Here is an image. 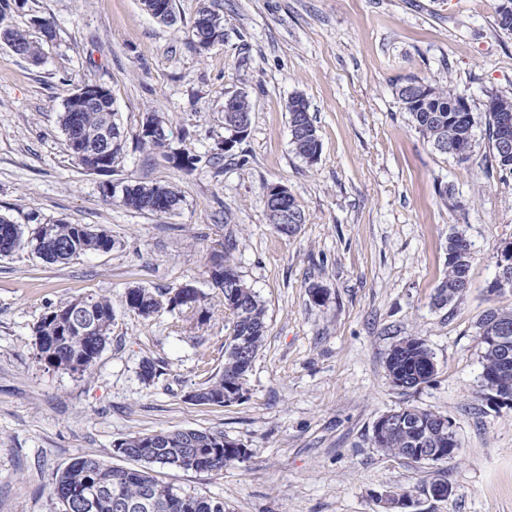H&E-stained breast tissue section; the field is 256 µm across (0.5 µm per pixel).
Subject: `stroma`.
<instances>
[{
  "label": "stroma",
  "mask_w": 512,
  "mask_h": 512,
  "mask_svg": "<svg viewBox=\"0 0 512 512\" xmlns=\"http://www.w3.org/2000/svg\"><path fill=\"white\" fill-rule=\"evenodd\" d=\"M500 0H214L224 41L200 51L199 0H175L166 26L141 0H10L7 20L41 45L39 62L0 43V216L31 235L64 221L101 228L115 246L50 264L28 246L0 256V512H60L56 472L86 453L130 468L115 444L183 428L223 433L248 452L223 472L158 466L163 484L223 500L225 512H383L378 497L409 493L408 512H512V407L481 393L478 324L512 293L491 292L512 243V173L492 159L481 115L491 94L512 97V35ZM53 23L52 38L35 25ZM449 83L479 122L467 161L440 154L395 95L407 79ZM85 83L112 90L126 133L110 176L79 166L58 124ZM253 101L244 137L224 151V100ZM302 96L321 143L297 156L287 110ZM159 116L166 151L137 141ZM196 159L192 171L172 154ZM174 185L178 208L159 216L107 202L103 180ZM288 188L305 213L291 236L270 224L264 188ZM471 244L470 286L435 301L448 236ZM232 261L266 309V335L240 399L190 395L224 368L231 331L210 267ZM193 284L210 319L184 331L178 312L145 319L127 288ZM325 290L315 302L311 290ZM112 299L111 339L90 373L49 367L33 330L73 299ZM426 340L429 382L392 384L386 358ZM162 373L140 376L143 361ZM404 406L447 416L461 444L452 461L415 462L375 448L373 426ZM447 481L438 500L431 485Z\"/></svg>",
  "instance_id": "1"
}]
</instances>
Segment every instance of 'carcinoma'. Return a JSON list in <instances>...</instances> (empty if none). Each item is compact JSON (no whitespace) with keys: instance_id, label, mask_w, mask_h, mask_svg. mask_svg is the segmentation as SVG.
Wrapping results in <instances>:
<instances>
[{"instance_id":"carcinoma-1","label":"carcinoma","mask_w":512,"mask_h":512,"mask_svg":"<svg viewBox=\"0 0 512 512\" xmlns=\"http://www.w3.org/2000/svg\"><path fill=\"white\" fill-rule=\"evenodd\" d=\"M8 8L7 0H0V38L15 46L22 58L38 61L40 48L37 43L31 41L25 32L3 24ZM192 36L197 47L204 51L224 41V23L212 0H199ZM414 83V94H405L399 86L396 96L401 108L409 113L416 130L439 152L460 161L467 160L473 147L476 123L468 112L449 111L463 96L450 85H432L418 79ZM489 98L495 100L493 107L485 110L493 158L501 169L512 171V153H506L499 147L503 137L512 138V126L504 127L501 120L504 115H512V98L497 94H491ZM252 109L249 94H238L232 119L247 122ZM288 112L295 153L305 160H316L320 142L307 102L302 97L297 102L289 101ZM147 118L159 124V129L138 134V141L153 150L166 148L167 135L162 121L153 114ZM59 124L69 142L79 139L97 143L103 139V134L108 133L111 135L108 143L111 158L118 157L123 150L125 131L115 120L110 98L82 112H72L69 104H64ZM110 186V181L101 185L104 200H116L134 211L165 215L177 209L181 202L175 188L166 184H127L115 193L109 192ZM288 208L298 214L297 223L277 224L275 228L291 236L305 222V215L291 194L288 195ZM24 242L48 263H67L87 253L108 252L115 245L112 237L102 229L62 221L42 225L36 235L25 240L19 225L0 217V255L10 254ZM469 249L471 244L465 237L457 233L448 236L447 272L437 295L440 302H450L469 288ZM230 250V246H225L224 260L215 264L214 270L222 276V281L215 287L221 290L224 312L232 317L231 333L225 344L223 371L196 390L201 404H222L224 398L230 399L242 391L241 380L252 368L266 332L264 307L235 270ZM203 299L204 295L191 284L172 294L133 287L125 295L126 305L144 318L151 317L162 307L180 312L185 308L191 310V315L182 319V328L186 331L210 318L208 308L201 306ZM71 313L91 321L94 326L91 335L64 328L61 318ZM503 330L508 336L505 347L491 340V337L501 335ZM111 332L110 297L76 298L51 310L35 326L37 355L51 367L82 376L95 365L109 342ZM478 336L482 345L483 395L491 399L512 391V360H504V350L512 352V307L489 309L479 323ZM387 369L389 376L403 380L410 388L428 382L435 373L432 353L419 336H410L393 346L387 357ZM392 418L409 424L416 421L418 426L384 430L377 422L373 428L376 447L409 459L415 454V449L426 446L440 453L437 460L448 457V428L438 426L443 415L408 406L392 412ZM121 445L129 448L128 458L143 463V468L109 467L93 454L76 458L56 474L53 482L52 493L61 505V512H116L112 508L115 499L138 505L132 512H224L222 500L183 494L160 483L152 474V466L178 468L180 462L191 457L195 469L221 472L224 466L247 458V450L240 444L225 447L223 434L191 428L137 434L121 440Z\"/></svg>"}]
</instances>
